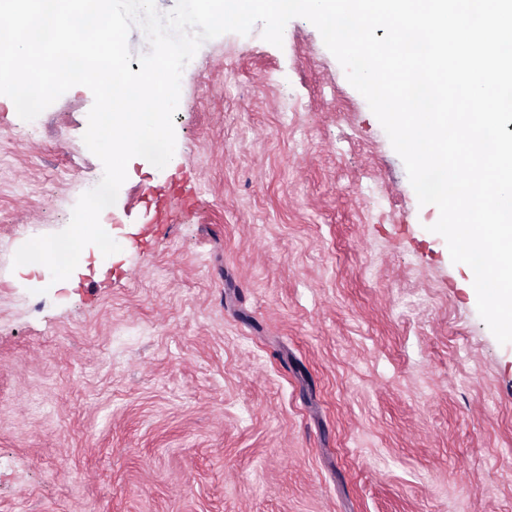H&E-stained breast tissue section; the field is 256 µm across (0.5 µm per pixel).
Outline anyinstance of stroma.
<instances>
[{"label":"stroma","mask_w":512,"mask_h":512,"mask_svg":"<svg viewBox=\"0 0 512 512\" xmlns=\"http://www.w3.org/2000/svg\"><path fill=\"white\" fill-rule=\"evenodd\" d=\"M262 31L186 65L71 289L12 263L103 172L93 95L0 103V512H512V343L317 28Z\"/></svg>","instance_id":"obj_1"}]
</instances>
